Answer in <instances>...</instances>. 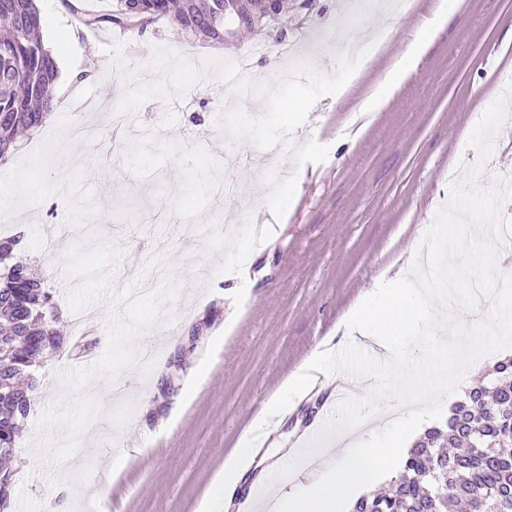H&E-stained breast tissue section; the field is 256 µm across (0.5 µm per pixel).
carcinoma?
<instances>
[{"label": "carcinoma", "mask_w": 512, "mask_h": 512, "mask_svg": "<svg viewBox=\"0 0 512 512\" xmlns=\"http://www.w3.org/2000/svg\"><path fill=\"white\" fill-rule=\"evenodd\" d=\"M80 24L103 20L121 28L165 19L189 35L224 40V0H112L102 18L67 3ZM0 160L17 136L43 126L55 108L58 66L40 39L36 0H0ZM27 238L21 231L0 240V459L14 453L30 413L26 376L63 338L47 316L58 309L44 279L19 257ZM499 382L478 383L450 409L440 426L420 436L388 490L361 497L353 512H512V358L495 364ZM12 474L0 470V512L10 507Z\"/></svg>", "instance_id": "carcinoma-1"}]
</instances>
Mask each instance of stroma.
Masks as SVG:
<instances>
[{"instance_id":"stroma-1","label":"stroma","mask_w":512,"mask_h":512,"mask_svg":"<svg viewBox=\"0 0 512 512\" xmlns=\"http://www.w3.org/2000/svg\"><path fill=\"white\" fill-rule=\"evenodd\" d=\"M355 2L286 0L249 30L228 17L218 43L164 21L87 28L63 0H38L60 110L0 161V184L18 186L0 238L26 231L67 360L38 370L9 463L13 512H262L269 474L320 423L335 376L271 420L230 508L214 484L226 458L290 377L347 343L342 323L363 296L406 275L449 182L477 160L466 143L489 86L512 70V0H411L403 16L396 0L367 14ZM356 21L384 40L294 134L329 145L323 163L232 140L224 112L256 117L265 103L211 76L112 125L125 90L115 44L139 83L165 47L197 63L250 57V80L271 88L288 76V45L333 71L338 47L318 38ZM401 65L410 74L391 86ZM77 225L93 241L78 267Z\"/></svg>"}]
</instances>
